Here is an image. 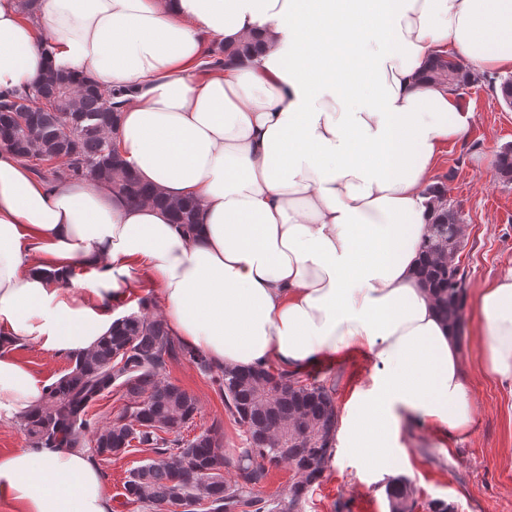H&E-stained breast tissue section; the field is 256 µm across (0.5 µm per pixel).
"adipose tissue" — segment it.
<instances>
[{
	"mask_svg": "<svg viewBox=\"0 0 512 512\" xmlns=\"http://www.w3.org/2000/svg\"><path fill=\"white\" fill-rule=\"evenodd\" d=\"M258 53L204 72L208 42ZM452 55L512 70V0H0V93L49 68L126 90L119 138L137 177L200 201L193 231L109 185L35 179L0 150V421L46 387L14 350L89 352L110 304L156 288L171 335L216 364L298 372L366 352L336 445L392 467L411 419L467 434L459 343L417 269L424 192L466 120L423 79ZM94 271L76 280L74 265ZM485 367L512 383V272L478 289ZM13 512H112L81 450L0 452Z\"/></svg>",
	"mask_w": 512,
	"mask_h": 512,
	"instance_id": "adipose-tissue-1",
	"label": "adipose tissue"
}]
</instances>
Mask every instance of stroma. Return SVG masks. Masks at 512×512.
<instances>
[{"label":"stroma","mask_w":512,"mask_h":512,"mask_svg":"<svg viewBox=\"0 0 512 512\" xmlns=\"http://www.w3.org/2000/svg\"><path fill=\"white\" fill-rule=\"evenodd\" d=\"M468 124L463 136L445 147L433 175L462 209L465 247L461 262L469 270L468 288L476 290L512 269V184L493 171L500 147L512 143V110L502 107L489 85L463 90L459 97ZM461 345L474 413L466 435L441 439L410 427L398 449L395 474L408 478L417 491L416 512L432 501L454 505L456 512H512V386L499 381L480 362L482 341L474 305L465 308ZM371 363L361 352L325 357L309 374L329 387L337 406L364 384ZM160 376L194 395L199 412L191 430L216 428L226 452L241 446L240 429L224 410V401L194 365L184 358L167 360ZM137 448L120 457L91 455L112 498L114 512H148L126 503L123 483L134 468L153 459ZM391 475L366 465L358 454L336 449L319 486L308 494L303 512H388L385 486Z\"/></svg>","instance_id":"35a3bbf8"}]
</instances>
